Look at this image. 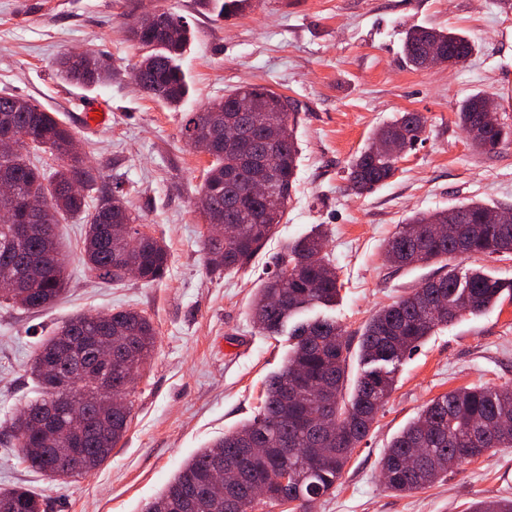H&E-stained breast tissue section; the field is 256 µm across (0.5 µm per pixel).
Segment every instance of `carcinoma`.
<instances>
[{"instance_id": "1", "label": "carcinoma", "mask_w": 512, "mask_h": 512, "mask_svg": "<svg viewBox=\"0 0 512 512\" xmlns=\"http://www.w3.org/2000/svg\"><path fill=\"white\" fill-rule=\"evenodd\" d=\"M249 0H197L207 10L214 6L223 15L242 11ZM192 39V31L178 16L164 12L158 20L140 26L137 43L149 48L134 68L142 92L175 109L189 97V84L178 60ZM432 42L460 49L455 64L471 56L470 39L459 33L412 27L403 42L405 61L419 68V56ZM57 75L82 85L105 84L112 79V64L92 55H61ZM251 95L272 127L256 126L233 111L234 97ZM486 97L475 94L459 107L457 119L464 130L475 126L478 107ZM19 95L0 96V130L9 129L14 149L0 154V174L11 191L0 193V300L26 309H42L65 291V262L55 228L59 218L82 215L87 224L83 241L85 269L97 278L123 280L122 268L137 264L146 284L161 281L169 253L159 238L139 229V217L126 206L124 197L107 190L98 169L69 153L74 133L53 113ZM298 112L281 94L258 85L236 87L223 102L208 104L189 113L186 136L206 144L210 164L200 188L208 225H224L219 237L206 236L203 245L211 272L228 274L246 267L264 243L283 223L288 199L296 180ZM235 123L247 148L244 152L224 145V126ZM426 128L420 112H403L380 128L388 149L373 156L363 149L351 163L352 192L362 195L384 184L398 170L401 154L412 149ZM512 137L500 126L475 148L494 153ZM50 153L61 160L52 171L36 165L30 155ZM264 172L275 181L268 198L249 195V185ZM83 193L71 196L59 188L72 182ZM43 194L42 212L47 230L42 235L20 238L15 227L36 224L27 213L26 198ZM496 206L472 200L418 213L387 241L386 254L398 268L436 263L448 257L465 260L474 255H512V224L489 218ZM440 222L447 234H434ZM326 233L318 231L285 246L276 257L277 270L255 294L252 319L268 336L288 333L291 348L282 369L265 383L262 406L244 423L224 432L212 446L203 448L184 463L145 512H254L250 497L253 481L268 486L267 502L292 504L297 512L327 494L341 476L350 453L370 433L381 407L395 383L402 357L415 350L434 330L468 316L482 314L504 292L502 282L483 268L460 274L454 268L422 282L401 301L379 309L364 325L358 340V357L367 366L355 384H349L347 361L351 344L336 321L329 318L296 320L318 305L336 303L340 288L336 267L325 252ZM112 342L115 357L109 368L90 356L86 337ZM157 341L155 328L145 315L133 310L107 314H79L45 338L31 375L42 397L26 407L39 414L54 403L46 373L55 370L67 382V398L77 407L68 418L48 417L43 427L21 430L20 417L12 424L17 448H38L28 466L51 478L84 476L105 463L124 437L132 410L131 387L125 374L139 370L151 357ZM123 392L124 403L113 406L111 392ZM496 436L479 447H512V386L463 387L432 400L419 417L405 425L390 441L380 458L384 483L392 492L411 493L437 482L448 470L468 463L475 455L472 436L488 428ZM81 440L80 453L60 465L54 450ZM421 454L415 468L406 461ZM224 455L231 479L224 483V497L210 491L211 457ZM42 499L23 487L0 488V512H42ZM469 512H512V499L474 502Z\"/></svg>"}]
</instances>
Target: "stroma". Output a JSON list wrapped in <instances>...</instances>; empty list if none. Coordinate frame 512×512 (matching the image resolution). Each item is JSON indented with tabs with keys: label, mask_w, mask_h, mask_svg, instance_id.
I'll list each match as a JSON object with an SVG mask.
<instances>
[{
	"label": "stroma",
	"mask_w": 512,
	"mask_h": 512,
	"mask_svg": "<svg viewBox=\"0 0 512 512\" xmlns=\"http://www.w3.org/2000/svg\"><path fill=\"white\" fill-rule=\"evenodd\" d=\"M154 10L179 15L194 32L180 60L190 93L176 110L132 77L143 49L127 28ZM414 26L468 36L473 54L450 69L412 68L402 45ZM80 50L111 62L109 83L74 85L57 75L56 58ZM246 84L296 106L297 178L286 223L245 269L217 275L206 267L207 226L198 211L210 158L187 144L183 128L189 112ZM477 93L491 97L512 127V0H250L229 19L196 0H0V95L30 98L62 120L103 184H121L142 231L170 253L160 282L105 283L84 269V224L76 217L59 224L63 297L39 311L0 306V487L35 491L46 512H143L190 456L257 411L288 338L254 328V293L282 246L316 226L328 234L342 283L326 314L351 340L375 311L437 275L436 263L399 269L387 262L385 244L400 224L471 200L512 208V141L481 152L456 121L459 105ZM98 105L110 122L84 129L81 112ZM401 112L426 117L421 141L385 184L353 194V158ZM119 309L143 313L157 332L133 385L124 438L92 474L54 480L33 471L9 427L38 395L29 365L43 338L75 314ZM395 377L369 435L311 512H466L475 501L512 498V448L493 449L407 495L385 488L378 465L391 438L430 400L461 387L512 385V289L483 314L439 327L400 361Z\"/></svg>",
	"instance_id": "1"
}]
</instances>
